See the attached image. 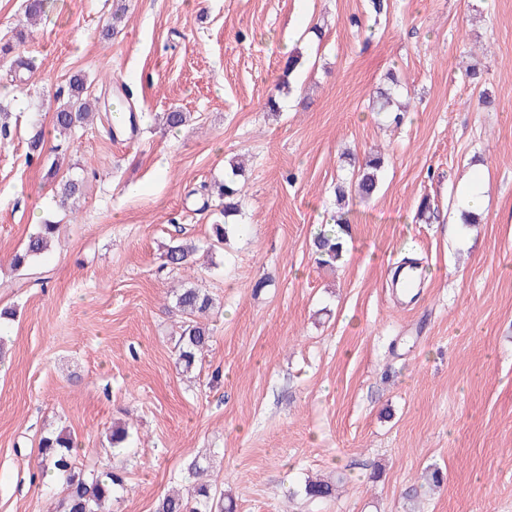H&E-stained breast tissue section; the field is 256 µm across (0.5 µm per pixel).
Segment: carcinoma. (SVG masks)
<instances>
[{
    "label": "carcinoma",
    "instance_id": "carcinoma-1",
    "mask_svg": "<svg viewBox=\"0 0 512 512\" xmlns=\"http://www.w3.org/2000/svg\"><path fill=\"white\" fill-rule=\"evenodd\" d=\"M392 85L378 88V111L393 112L397 104ZM71 100L53 114V129L60 136L72 134L89 118L95 116L96 105L82 99L84 81L73 80ZM44 152V133L33 129L28 141V159L41 161ZM383 159L368 155L358 166L354 190L344 182L336 183L334 189L338 215L334 223L320 228L312 238L315 262L325 268H333L345 256L344 235L348 234V221L345 205L351 192H356L362 199L371 198L379 188V171ZM242 169L230 163V171L224 174V184L218 187L217 196L224 223L212 225L214 242L222 244L234 230L235 223L229 218L241 213V189L239 177ZM82 181L69 178L60 188V198L67 201L81 195ZM57 225L40 224L31 233L22 252L13 258V267L17 271H29L37 262L52 250ZM196 251V246L186 241L167 246L165 264L174 268L190 267L189 258ZM175 308L186 315L181 326V333L174 345L176 367L181 373H192L199 356L209 347L211 332L202 316L215 307L214 298L207 292L193 286H185L174 292ZM76 445L75 438L63 431L52 432L40 440L39 466L45 475L52 474L62 483L63 496L58 501L60 512H105L108 501H118L127 492L124 476L120 469L107 467L103 469H79L74 465ZM208 469L207 458L196 457L187 466L184 480L188 482L187 495L167 494L159 498L155 512H234L232 500L225 499L224 491L199 482ZM337 481L332 479L310 480L305 483L303 492L312 501L331 500L336 497Z\"/></svg>",
    "mask_w": 512,
    "mask_h": 512
}]
</instances>
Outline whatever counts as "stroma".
Wrapping results in <instances>:
<instances>
[{
	"instance_id": "stroma-1",
	"label": "stroma",
	"mask_w": 512,
	"mask_h": 512,
	"mask_svg": "<svg viewBox=\"0 0 512 512\" xmlns=\"http://www.w3.org/2000/svg\"><path fill=\"white\" fill-rule=\"evenodd\" d=\"M25 5L0 0V47L34 65L0 55V309L14 311L0 325V512H55L39 441L60 429L78 466L121 468L112 512H154L202 454L236 512H512V0H392L381 20L367 0H43L33 27ZM291 51L303 65L279 92ZM390 72L411 102L398 123L373 104ZM77 76L103 110L130 102L138 138L96 121L54 156L52 113ZM175 108L189 124L164 129ZM35 125L49 134L38 163ZM377 151L378 194L350 196L345 258L318 267L334 185ZM236 158L238 233L193 269L165 267L173 239L208 240L211 189ZM478 175L486 203L464 224L459 192ZM75 176L73 211L57 184ZM425 196L439 222L418 219ZM39 221L58 225L56 246L12 271ZM186 282L217 303L190 379L170 295ZM118 421L136 434L116 456ZM315 475L342 476L336 499L302 498Z\"/></svg>"
}]
</instances>
